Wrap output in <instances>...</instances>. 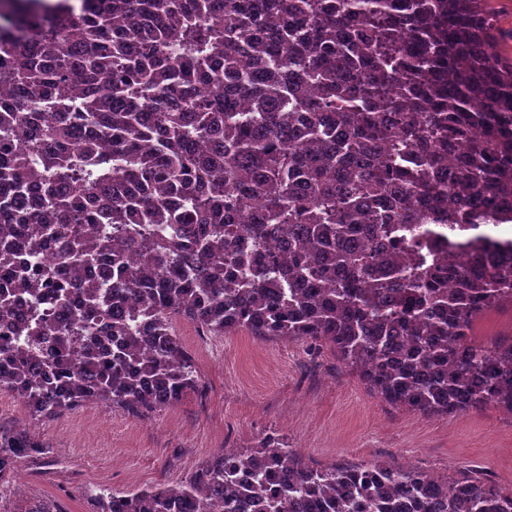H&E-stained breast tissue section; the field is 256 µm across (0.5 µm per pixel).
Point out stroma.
<instances>
[{
  "label": "stroma",
  "instance_id": "stroma-1",
  "mask_svg": "<svg viewBox=\"0 0 512 512\" xmlns=\"http://www.w3.org/2000/svg\"><path fill=\"white\" fill-rule=\"evenodd\" d=\"M174 326L195 357L200 389L165 409L133 415L88 402L45 423L0 391V427L29 426L52 450L42 473L19 466L12 484L0 487V512L31 498L94 512L88 491L176 483L220 449L249 450L270 436L319 469L395 460L444 481L474 466L512 490V415L495 406L425 416L374 394L331 346L245 332L201 336L182 320Z\"/></svg>",
  "mask_w": 512,
  "mask_h": 512
}]
</instances>
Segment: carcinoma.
<instances>
[{"label": "carcinoma", "instance_id": "1", "mask_svg": "<svg viewBox=\"0 0 512 512\" xmlns=\"http://www.w3.org/2000/svg\"><path fill=\"white\" fill-rule=\"evenodd\" d=\"M41 0L0 11V391L164 409L207 336L325 342L387 403L512 414V63L490 0ZM53 244L56 260L40 263ZM28 305L30 316L10 311ZM50 448L0 428V486ZM96 512H512L467 469L269 437ZM19 512H63L35 498ZM512 334V311L493 312L481 320L476 328V336L486 339L491 336Z\"/></svg>", "mask_w": 512, "mask_h": 512}]
</instances>
